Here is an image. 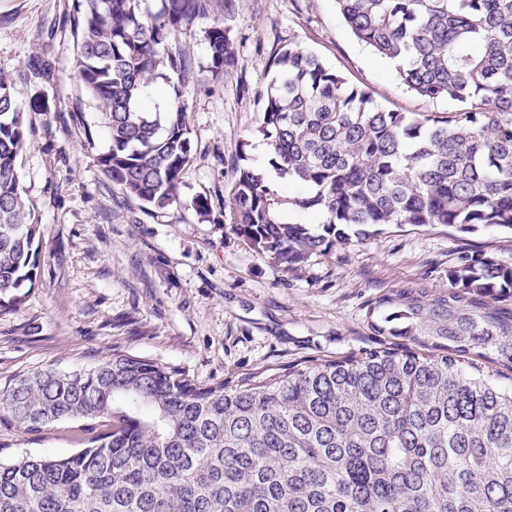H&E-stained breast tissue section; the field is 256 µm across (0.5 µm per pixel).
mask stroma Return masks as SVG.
I'll list each match as a JSON object with an SVG mask.
<instances>
[{
  "instance_id": "obj_1",
  "label": "stroma",
  "mask_w": 512,
  "mask_h": 512,
  "mask_svg": "<svg viewBox=\"0 0 512 512\" xmlns=\"http://www.w3.org/2000/svg\"><path fill=\"white\" fill-rule=\"evenodd\" d=\"M213 0L235 46L221 79L204 72L200 21L180 46L193 75L183 87L194 159L180 206L149 211L102 173L109 139L78 77L79 0H0V71L30 123L17 159L39 226V268L17 309L0 313V378L46 366L74 370L126 354L185 371L197 382L238 380L375 347L365 307L401 288L434 294L448 269L484 255L512 265V233L440 224L378 228L288 266L229 222L227 189L241 161L268 170L255 130L279 48L315 52L400 112H444L445 99L408 92L395 65L357 41L335 0ZM209 203L207 216L191 207ZM76 422L37 434L0 425L6 456H68Z\"/></svg>"
}]
</instances>
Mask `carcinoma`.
<instances>
[{
    "instance_id": "obj_1",
    "label": "carcinoma",
    "mask_w": 512,
    "mask_h": 512,
    "mask_svg": "<svg viewBox=\"0 0 512 512\" xmlns=\"http://www.w3.org/2000/svg\"><path fill=\"white\" fill-rule=\"evenodd\" d=\"M80 79L110 145L103 174L152 211L180 203L193 161L182 54L161 51L206 18L212 0H83ZM353 35L447 112L377 104L316 54L279 51L256 132L283 200L249 164L236 170L230 223L296 265L362 240L369 228L442 224L512 231V0H336ZM204 71L222 77L235 46L203 30ZM164 111L147 107L158 80ZM29 125L0 72V310L18 307L39 267L37 225L17 171ZM318 212L321 228L280 208ZM365 318L379 346L342 358L199 384L114 354L72 371L0 382V422L23 433L79 421L68 457L0 459V512H512V265L466 257L448 289L383 294Z\"/></svg>"
}]
</instances>
